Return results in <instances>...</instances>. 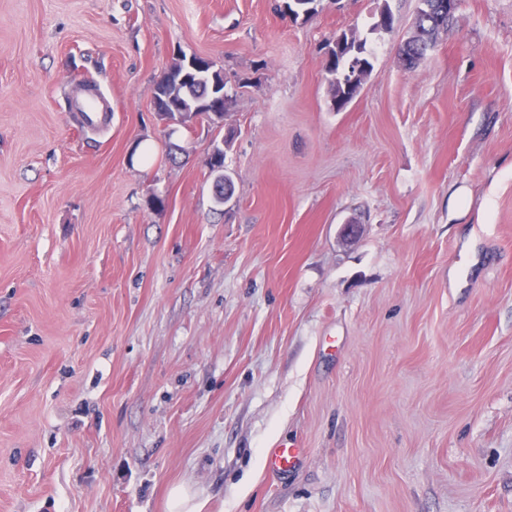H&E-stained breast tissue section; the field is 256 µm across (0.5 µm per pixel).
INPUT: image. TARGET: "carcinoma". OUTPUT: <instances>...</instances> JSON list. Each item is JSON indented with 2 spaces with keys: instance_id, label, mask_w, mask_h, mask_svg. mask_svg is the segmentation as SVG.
Here are the masks:
<instances>
[{
  "instance_id": "obj_1",
  "label": "carcinoma",
  "mask_w": 512,
  "mask_h": 512,
  "mask_svg": "<svg viewBox=\"0 0 512 512\" xmlns=\"http://www.w3.org/2000/svg\"><path fill=\"white\" fill-rule=\"evenodd\" d=\"M448 8L443 0H421L415 18L416 35L401 46V57L407 70H413L434 45L441 30L448 27ZM344 41L350 45L328 52L326 71L329 75L331 97L336 110L343 109L357 95L362 81L371 70L366 41L354 31L342 32ZM158 106L154 107L159 119L169 122L176 113H183L186 119L196 118L207 121L215 127L223 120L231 96L224 90V79L216 62L199 59L195 70L187 68V60L178 59L154 84Z\"/></svg>"
}]
</instances>
